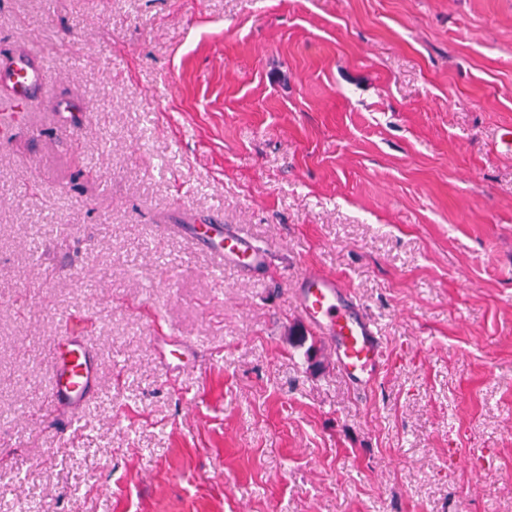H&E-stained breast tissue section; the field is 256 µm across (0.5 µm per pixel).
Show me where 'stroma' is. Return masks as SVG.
<instances>
[{"instance_id": "stroma-1", "label": "stroma", "mask_w": 512, "mask_h": 512, "mask_svg": "<svg viewBox=\"0 0 512 512\" xmlns=\"http://www.w3.org/2000/svg\"><path fill=\"white\" fill-rule=\"evenodd\" d=\"M0 512H512V0H0ZM270 253L216 271L173 224ZM339 276L359 395L295 309ZM82 314L70 436L50 338ZM192 348L165 377L157 336ZM41 71V66L28 56L0 58V82L12 87L14 103L24 108H31L39 101ZM299 315L324 339L336 365L359 390H370L383 366L377 325L337 276L309 267L295 281Z\"/></svg>"}]
</instances>
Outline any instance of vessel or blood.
I'll list each match as a JSON object with an SVG mask.
<instances>
[{
    "label": "vessel or blood",
    "instance_id": "obj_1",
    "mask_svg": "<svg viewBox=\"0 0 512 512\" xmlns=\"http://www.w3.org/2000/svg\"><path fill=\"white\" fill-rule=\"evenodd\" d=\"M0 83L12 87L14 103L33 107L39 100L41 67L28 56L1 57ZM193 239L219 270L227 266L255 270L269 258L267 248L247 235L228 231L216 219L194 226ZM295 297L299 315L326 340L339 370L357 389H371L383 365L384 342L352 291L339 277L311 267L296 280ZM78 323V317H66L50 342L54 380L47 404L73 415L92 399L98 372L95 351Z\"/></svg>",
    "mask_w": 512,
    "mask_h": 512
}]
</instances>
